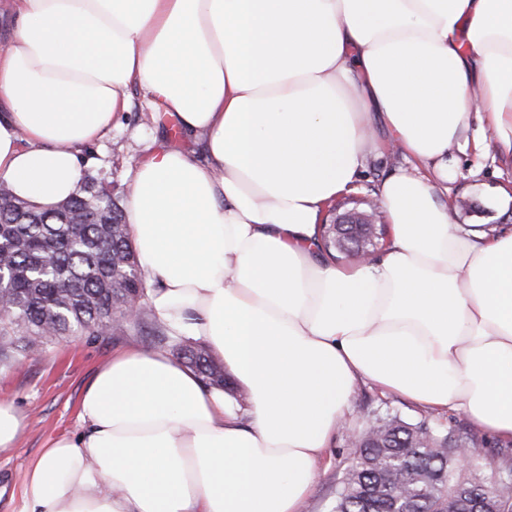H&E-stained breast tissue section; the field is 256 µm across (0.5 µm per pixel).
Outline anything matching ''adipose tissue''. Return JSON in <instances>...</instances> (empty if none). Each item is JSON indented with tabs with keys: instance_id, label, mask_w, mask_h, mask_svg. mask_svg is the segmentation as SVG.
Wrapping results in <instances>:
<instances>
[{
	"instance_id": "1",
	"label": "adipose tissue",
	"mask_w": 512,
	"mask_h": 512,
	"mask_svg": "<svg viewBox=\"0 0 512 512\" xmlns=\"http://www.w3.org/2000/svg\"><path fill=\"white\" fill-rule=\"evenodd\" d=\"M0 182L49 209L143 89L206 162L157 147L125 211L148 303L240 405L129 349L44 448L18 512H302L358 383L512 441V226L439 198L472 119L512 162V0H10ZM389 237L332 260L320 222L380 151Z\"/></svg>"
}]
</instances>
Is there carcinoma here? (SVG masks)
<instances>
[{"instance_id":"carcinoma-1","label":"carcinoma","mask_w":512,"mask_h":512,"mask_svg":"<svg viewBox=\"0 0 512 512\" xmlns=\"http://www.w3.org/2000/svg\"><path fill=\"white\" fill-rule=\"evenodd\" d=\"M326 247L343 258L371 254L385 229L324 225ZM0 363L15 364L73 333L100 336L152 327L150 346L170 347L210 386H224L223 364L200 345L175 338L146 300V278L131 246L124 209L106 179L86 175L79 190L50 210H36L0 187ZM354 462L336 484L328 512H448L458 490L488 495L512 512V482L496 485L480 469L464 471L452 428L386 415L352 433Z\"/></svg>"}]
</instances>
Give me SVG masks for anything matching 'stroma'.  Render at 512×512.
Returning a JSON list of instances; mask_svg holds the SVG:
<instances>
[{
    "label": "stroma",
    "mask_w": 512,
    "mask_h": 512,
    "mask_svg": "<svg viewBox=\"0 0 512 512\" xmlns=\"http://www.w3.org/2000/svg\"><path fill=\"white\" fill-rule=\"evenodd\" d=\"M467 137L483 142L484 147L479 151L453 150L458 172L448 180L441 201L452 203L455 223L512 225V163L500 161L495 138L479 125H472ZM158 138L178 149H195L174 130L169 117L137 106L123 113L111 136L97 146L92 170L111 182L112 193L120 203H127L130 196V169L153 149ZM149 341L147 331L133 328L108 336L78 333L18 364L0 365V396L10 397L28 416L14 446L0 451V512H15L26 470L50 440L79 431L78 402L94 371L112 354L147 348ZM388 412L411 422L426 417L432 423L453 425L470 435L469 450L482 463L484 475H492L499 464L495 438L464 416L453 412L427 416L407 400L361 383L344 426L319 464V476L304 512H327L336 482L353 458L350 430L359 428L371 415Z\"/></svg>",
    "instance_id": "stroma-1"
}]
</instances>
